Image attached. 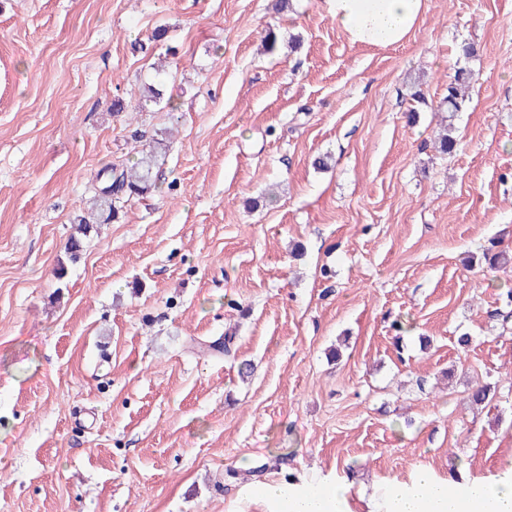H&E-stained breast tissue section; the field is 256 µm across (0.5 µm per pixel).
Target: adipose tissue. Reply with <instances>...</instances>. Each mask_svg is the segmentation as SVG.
<instances>
[{"label":"adipose tissue","mask_w":512,"mask_h":512,"mask_svg":"<svg viewBox=\"0 0 512 512\" xmlns=\"http://www.w3.org/2000/svg\"><path fill=\"white\" fill-rule=\"evenodd\" d=\"M426 0H322L325 13L354 45L388 48L406 42L424 14ZM451 483L426 469L384 492L381 512H512V465L493 481H470L450 493ZM348 488L267 483L263 497L272 512H344Z\"/></svg>","instance_id":"ef3b65f1"}]
</instances>
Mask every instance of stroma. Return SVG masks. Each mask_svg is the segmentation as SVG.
I'll return each mask as SVG.
<instances>
[{"label":"stroma","mask_w":512,"mask_h":512,"mask_svg":"<svg viewBox=\"0 0 512 512\" xmlns=\"http://www.w3.org/2000/svg\"><path fill=\"white\" fill-rule=\"evenodd\" d=\"M156 81L165 104L136 111ZM138 132L168 139L156 189L68 263ZM504 250L512 0H426L390 48L351 44L321 0H0V512H267L241 488L289 477L346 481L370 512L419 468L495 478ZM474 79L473 73L467 69H459L453 81L448 83L447 94L440 101L438 111L448 112L447 133L443 134L438 141L437 147L442 154H450L457 145V137L453 136L455 128L452 123L457 112H460L465 101V89Z\"/></svg>","instance_id":"stroma-1"}]
</instances>
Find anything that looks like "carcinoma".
<instances>
[{"label":"carcinoma","instance_id":"carcinoma-1","mask_svg":"<svg viewBox=\"0 0 512 512\" xmlns=\"http://www.w3.org/2000/svg\"><path fill=\"white\" fill-rule=\"evenodd\" d=\"M473 79L471 71L458 70L453 81L448 83L447 94L440 101L438 111L448 113L450 119L447 133L438 141V149L443 154L452 153L457 145L451 119L461 111L466 101L465 89ZM167 149L168 145L163 140L155 138L135 146L137 159L133 164L106 169L103 185L88 200L87 215L78 218V232L85 236L96 224H112L118 221L123 203L149 193L155 187V170Z\"/></svg>","mask_w":512,"mask_h":512}]
</instances>
